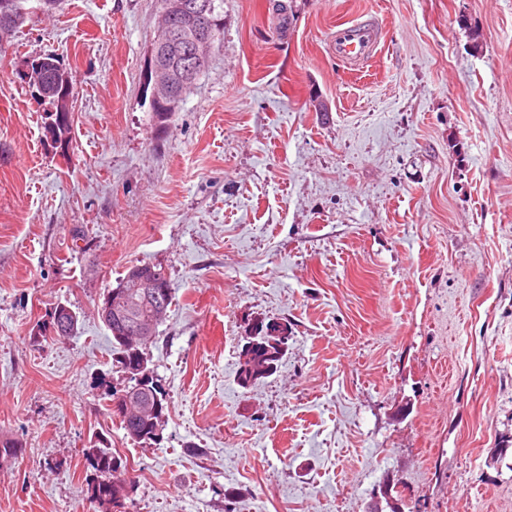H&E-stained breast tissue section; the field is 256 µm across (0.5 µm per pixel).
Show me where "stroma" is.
I'll use <instances>...</instances> for the list:
<instances>
[{
  "label": "stroma",
  "mask_w": 512,
  "mask_h": 512,
  "mask_svg": "<svg viewBox=\"0 0 512 512\" xmlns=\"http://www.w3.org/2000/svg\"><path fill=\"white\" fill-rule=\"evenodd\" d=\"M0 44V512H512V0H224L164 133L160 0H29ZM375 20L351 69L336 27ZM56 54L66 151L21 74ZM175 298L149 349L162 439L126 438L98 307L133 264ZM73 335L34 344L56 305ZM288 329L244 386L256 322ZM88 454L95 471V477L88 483L90 501L112 504V508H116L114 512H125L118 509H125V500L128 499L129 493L122 485V481L114 478V473L122 468L120 458L110 448H101L97 445L89 448Z\"/></svg>",
  "instance_id": "35a3bbf8"
}]
</instances>
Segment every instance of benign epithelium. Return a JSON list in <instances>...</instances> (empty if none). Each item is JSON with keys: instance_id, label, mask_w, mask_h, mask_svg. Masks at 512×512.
<instances>
[{"instance_id": "obj_1", "label": "benign epithelium", "mask_w": 512, "mask_h": 512, "mask_svg": "<svg viewBox=\"0 0 512 512\" xmlns=\"http://www.w3.org/2000/svg\"><path fill=\"white\" fill-rule=\"evenodd\" d=\"M165 15L169 24L156 27L151 47L152 99L169 116L179 104L178 89L197 78L207 68L211 39V20L205 0H169ZM166 282L151 265L130 267L120 287L106 294L99 308L102 321L111 327L124 329L123 339L130 348L152 336L154 322L130 321L131 297L161 301ZM138 403L141 414L155 415L160 410V397L144 383L123 394L116 405L130 400Z\"/></svg>"}]
</instances>
